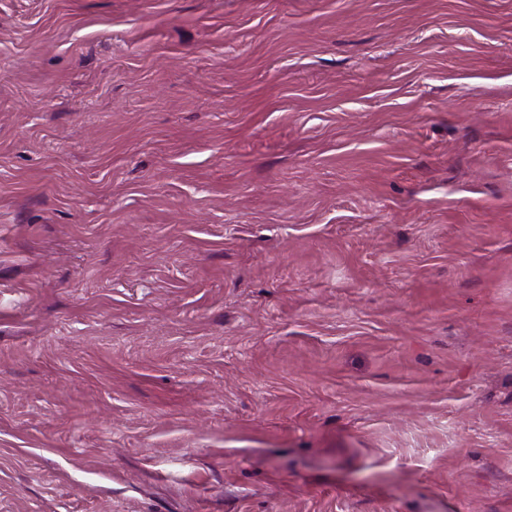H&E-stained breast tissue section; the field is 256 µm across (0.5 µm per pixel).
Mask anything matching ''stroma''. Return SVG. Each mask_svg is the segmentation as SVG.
<instances>
[{
  "label": "stroma",
  "instance_id": "obj_1",
  "mask_svg": "<svg viewBox=\"0 0 512 512\" xmlns=\"http://www.w3.org/2000/svg\"><path fill=\"white\" fill-rule=\"evenodd\" d=\"M0 512H512V0H0Z\"/></svg>",
  "mask_w": 512,
  "mask_h": 512
}]
</instances>
